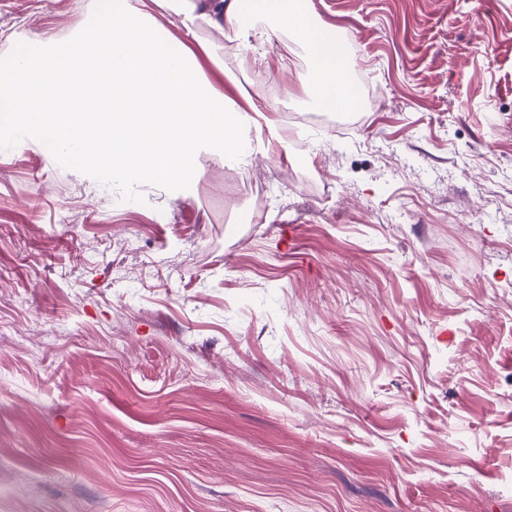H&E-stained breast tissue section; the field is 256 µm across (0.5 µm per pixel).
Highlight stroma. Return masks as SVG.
Wrapping results in <instances>:
<instances>
[{"label": "stroma", "instance_id": "35a3bbf8", "mask_svg": "<svg viewBox=\"0 0 512 512\" xmlns=\"http://www.w3.org/2000/svg\"><path fill=\"white\" fill-rule=\"evenodd\" d=\"M377 99L304 122L308 47L201 27L263 96L180 191L0 135V512H512V0H305ZM92 0H0V67Z\"/></svg>", "mask_w": 512, "mask_h": 512}]
</instances>
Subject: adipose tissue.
I'll return each mask as SVG.
<instances>
[{
    "mask_svg": "<svg viewBox=\"0 0 512 512\" xmlns=\"http://www.w3.org/2000/svg\"><path fill=\"white\" fill-rule=\"evenodd\" d=\"M164 2L173 27H224L245 39L259 33L256 16H270L309 47L305 89L317 106L337 112L359 105L342 43L333 29L314 23L302 0H94L88 32L67 48L42 38L25 42L16 68L34 59L65 80L51 97L38 83L1 95L0 130L24 129L48 161L64 158L125 181L154 180L179 190L197 178L198 150L222 159L252 153L248 132L271 103L249 97L240 104L212 85L192 48L157 24L152 9Z\"/></svg>",
    "mask_w": 512,
    "mask_h": 512,
    "instance_id": "adipose-tissue-1",
    "label": "adipose tissue"
}]
</instances>
